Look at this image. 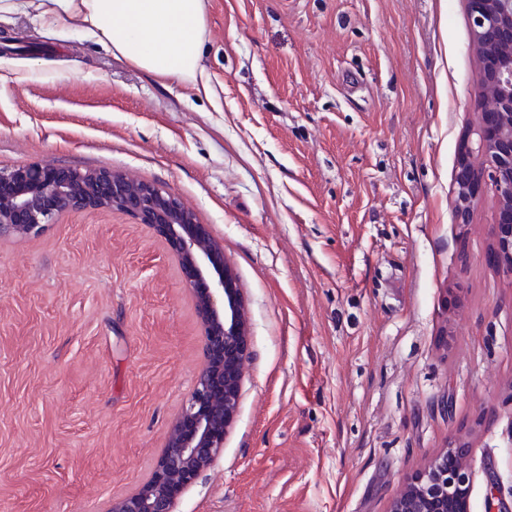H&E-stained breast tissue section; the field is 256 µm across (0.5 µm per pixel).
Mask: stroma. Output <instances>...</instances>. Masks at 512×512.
Wrapping results in <instances>:
<instances>
[{
    "label": "stroma",
    "instance_id": "stroma-1",
    "mask_svg": "<svg viewBox=\"0 0 512 512\" xmlns=\"http://www.w3.org/2000/svg\"><path fill=\"white\" fill-rule=\"evenodd\" d=\"M211 97L0 18V168L120 171L224 250L250 356L224 452L175 512H389L468 447L512 512V276L466 0H205ZM203 362L180 260L129 215L0 240V512H104L150 476Z\"/></svg>",
    "mask_w": 512,
    "mask_h": 512
}]
</instances>
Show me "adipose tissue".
<instances>
[{
    "label": "adipose tissue",
    "mask_w": 512,
    "mask_h": 512,
    "mask_svg": "<svg viewBox=\"0 0 512 512\" xmlns=\"http://www.w3.org/2000/svg\"><path fill=\"white\" fill-rule=\"evenodd\" d=\"M14 13L86 33L161 80L209 89L201 67L205 0H0V16Z\"/></svg>",
    "instance_id": "obj_1"
}]
</instances>
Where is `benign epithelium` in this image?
<instances>
[{"mask_svg":"<svg viewBox=\"0 0 512 512\" xmlns=\"http://www.w3.org/2000/svg\"><path fill=\"white\" fill-rule=\"evenodd\" d=\"M481 77V122L464 144L456 173L457 213L468 222L478 190L494 194L499 267L512 276V0H467ZM118 211L161 233L176 251L196 298L204 363L173 423L150 478L106 512H175L178 498L224 451L237 410L249 343L233 275L224 252L194 213L162 189L110 171L33 165L0 169V239L40 234L67 212ZM468 447L456 444L435 457L393 500L390 512H468Z\"/></svg>","mask_w":512,"mask_h":512,"instance_id":"1","label":"benign epithelium"}]
</instances>
